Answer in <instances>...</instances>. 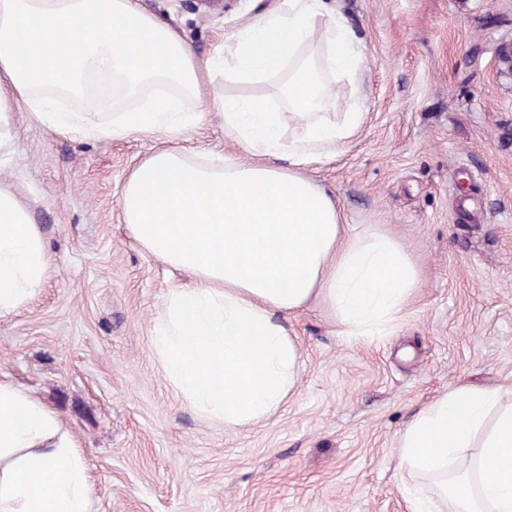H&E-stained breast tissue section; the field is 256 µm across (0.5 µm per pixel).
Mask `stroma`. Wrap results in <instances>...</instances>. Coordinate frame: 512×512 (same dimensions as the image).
<instances>
[{
    "instance_id": "35a3bbf8",
    "label": "stroma",
    "mask_w": 512,
    "mask_h": 512,
    "mask_svg": "<svg viewBox=\"0 0 512 512\" xmlns=\"http://www.w3.org/2000/svg\"><path fill=\"white\" fill-rule=\"evenodd\" d=\"M283 0H139L200 62L275 16ZM361 54L329 75L326 120H364L304 175L352 233H386L421 284L393 332L351 343L314 300L284 317L296 384L267 418L228 427L199 414L156 355L155 319L179 271L130 234L120 199L161 149L190 160L259 157L224 134L215 103L265 99L273 78L217 69L199 124L171 137L63 134L15 105L0 187L29 207L51 253L37 294L0 320V379L61 421L82 456L89 512H411L415 480L398 440L429 404L463 387H512V0H324ZM475 205L456 218V201Z\"/></svg>"
}]
</instances>
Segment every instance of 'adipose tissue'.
<instances>
[{
  "instance_id": "obj_1",
  "label": "adipose tissue",
  "mask_w": 512,
  "mask_h": 512,
  "mask_svg": "<svg viewBox=\"0 0 512 512\" xmlns=\"http://www.w3.org/2000/svg\"><path fill=\"white\" fill-rule=\"evenodd\" d=\"M224 64L243 79L280 77L287 113L228 98L221 118L227 136L256 155H286L287 169L160 150L133 169L120 205L148 252L191 275L170 289L152 337L166 377L203 415L241 426L270 415L296 383L299 350L278 315L320 296L342 335L385 336L419 275L392 237H349L339 207L301 173L363 121L355 108L337 123L322 118L332 100L323 75L361 67L345 23L324 21L322 0H288L225 44ZM203 71L136 0H0V150L17 100L86 138L181 134L198 121L180 104L197 96ZM57 96L80 97L81 110L52 111ZM49 267L39 226L1 189L0 319L37 293ZM88 500L84 462L58 418L0 380V512H87Z\"/></svg>"
}]
</instances>
